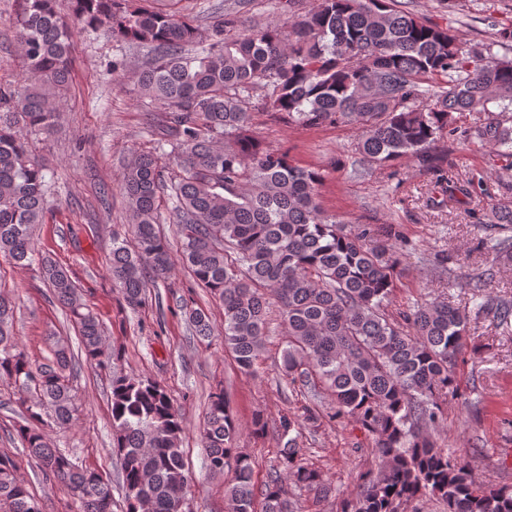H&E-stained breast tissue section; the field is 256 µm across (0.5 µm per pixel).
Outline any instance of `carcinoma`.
<instances>
[{"label": "carcinoma", "mask_w": 512, "mask_h": 512, "mask_svg": "<svg viewBox=\"0 0 512 512\" xmlns=\"http://www.w3.org/2000/svg\"><path fill=\"white\" fill-rule=\"evenodd\" d=\"M17 2L15 37L26 75L16 85H0V256L17 266L34 260L47 185L22 133H48L59 120L58 98L72 73V26L105 28L146 45L159 57L139 72L137 86L165 106L154 135L158 149L171 147L172 167L151 152H134L124 168L127 224L112 231L113 288L125 308L137 311L182 262L218 299L224 350L246 374L255 372L275 302L287 330L280 375L292 388L329 397L323 411L279 417L275 430L283 448L258 490L252 460L236 448L224 389L211 392L202 441L210 473L234 468L225 490L230 512H293V487L327 498L331 483L304 461L298 435L307 424L337 418L360 426L379 461L356 477V493L341 512H405L409 503L431 498L447 512H512V485L476 482L468 464L428 435L446 421L468 312L436 298L388 311L399 225L348 228L324 215L317 202L322 174L260 148L249 134L256 112L309 127L356 125L363 164L412 157L445 182L448 200L456 202L472 193L474 182L459 185L446 177L442 136L497 145L512 158V131L500 123L490 121L472 134L451 124L455 112H488L493 103L504 112L512 104V61L494 51L512 40V30L469 48L453 30L396 9L395 0H314L307 11L243 37L230 34L237 26L230 13L202 27L152 0H73L71 24L56 10L57 0ZM165 191L175 200L177 258L160 230ZM39 264L85 360L107 367L97 314L65 268L44 257ZM494 317L511 333L512 301L496 304ZM13 320L14 306L0 295V374L18 386L26 413L16 429L22 446L47 481L78 500L80 512H112L108 479L52 446L46 432L50 422L73 424L78 412L68 339L58 338L47 361L34 367L19 349ZM188 320L197 336L214 335L203 310H189ZM110 389L112 448L126 512H186L183 415L156 380L114 372ZM0 512H41L6 452L0 453Z\"/></svg>", "instance_id": "carcinoma-1"}]
</instances>
